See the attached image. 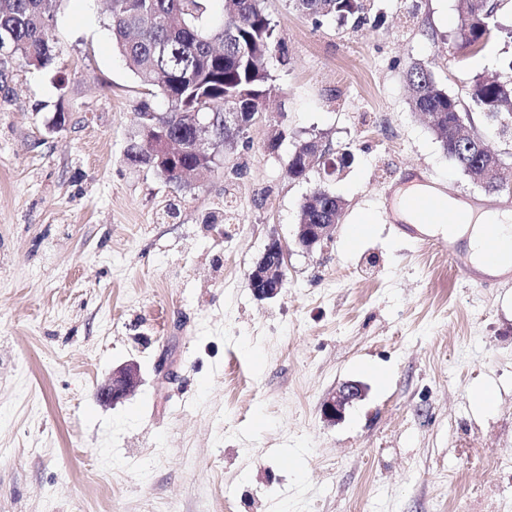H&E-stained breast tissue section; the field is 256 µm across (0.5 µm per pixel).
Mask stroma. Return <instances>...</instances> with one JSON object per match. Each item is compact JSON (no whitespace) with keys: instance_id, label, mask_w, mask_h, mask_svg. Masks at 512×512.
<instances>
[{"instance_id":"obj_1","label":"stroma","mask_w":512,"mask_h":512,"mask_svg":"<svg viewBox=\"0 0 512 512\" xmlns=\"http://www.w3.org/2000/svg\"><path fill=\"white\" fill-rule=\"evenodd\" d=\"M264 6L281 90L223 168L181 188L125 158L137 112L165 102L113 46L108 0H56L47 68L0 56V512H512V281L471 285L386 214L415 172L512 211V138L473 113L505 162L506 189L486 193L403 78L422 61L466 98L473 76L512 78V41L457 50V0H371L358 27ZM314 135L353 160L294 179ZM319 184L345 206L306 253L291 242ZM228 198L234 221L207 224ZM273 237L287 284L259 300L248 273ZM128 362L137 391L99 402ZM347 380L365 395L327 423Z\"/></svg>"}]
</instances>
